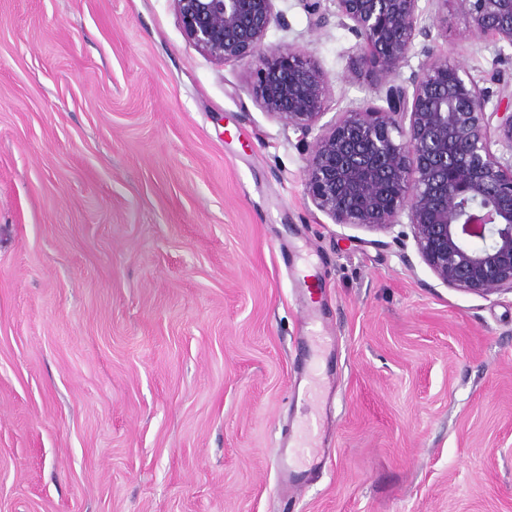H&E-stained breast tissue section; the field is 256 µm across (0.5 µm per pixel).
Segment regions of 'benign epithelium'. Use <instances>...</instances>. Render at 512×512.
Returning <instances> with one entry per match:
<instances>
[{"label":"benign epithelium","instance_id":"1","mask_svg":"<svg viewBox=\"0 0 512 512\" xmlns=\"http://www.w3.org/2000/svg\"><path fill=\"white\" fill-rule=\"evenodd\" d=\"M359 43L348 74L372 73L385 105L344 112L307 145L306 195L335 224L389 230L406 216L418 255L446 287L512 294V68L500 99L441 49L399 84L421 25L420 0H334ZM185 36L224 63H255L252 91L284 125L311 133L329 78L265 45L274 0H174ZM474 34L512 47V0H453ZM501 146V152L493 146Z\"/></svg>","mask_w":512,"mask_h":512}]
</instances>
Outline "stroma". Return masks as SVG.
<instances>
[{"mask_svg":"<svg viewBox=\"0 0 512 512\" xmlns=\"http://www.w3.org/2000/svg\"><path fill=\"white\" fill-rule=\"evenodd\" d=\"M419 6L401 77L512 57ZM322 8L275 0L265 42L329 76L328 123L379 98ZM252 71L174 0H0V512H512V294L317 210ZM286 426L321 446L297 493Z\"/></svg>","mask_w":512,"mask_h":512,"instance_id":"stroma-1","label":"stroma"}]
</instances>
